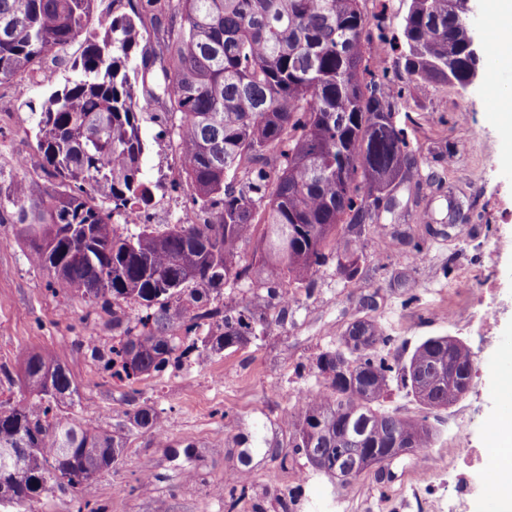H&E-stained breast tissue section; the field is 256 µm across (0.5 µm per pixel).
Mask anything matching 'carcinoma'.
I'll use <instances>...</instances> for the list:
<instances>
[{
  "label": "carcinoma",
  "mask_w": 512,
  "mask_h": 512,
  "mask_svg": "<svg viewBox=\"0 0 512 512\" xmlns=\"http://www.w3.org/2000/svg\"><path fill=\"white\" fill-rule=\"evenodd\" d=\"M127 8L91 24L96 0H0V82L25 96L52 50L79 40L74 77L54 90L36 134L49 186L21 178L0 202V224L18 225L30 262L49 285L112 315V344L98 359L108 381L136 394L142 376L181 369L204 354L244 346L285 314L282 298L310 290L342 252L338 271L354 278L361 237L384 202L423 175L407 130L397 124L388 68L377 75L368 29L375 25L408 85L467 86L470 29L455 0H112ZM145 112L171 117L185 167L180 175L205 222L182 218L160 232L150 224L126 235L130 210L148 209L143 178ZM257 240L265 277L242 248ZM255 293L208 307L225 284ZM138 306L130 315L126 308ZM392 338L374 320L354 321L316 357L324 388L296 408L288 447L317 472L371 453L381 468L430 447L427 411L467 393L473 356L455 336H430L407 362L389 360ZM424 410L383 408L392 387ZM26 395L0 399V499L33 504L51 488L75 490L90 472L121 456L120 437L82 425L78 388L59 360L25 359ZM135 429H160L141 407Z\"/></svg>",
  "instance_id": "1"
}]
</instances>
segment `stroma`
<instances>
[{"mask_svg":"<svg viewBox=\"0 0 512 512\" xmlns=\"http://www.w3.org/2000/svg\"><path fill=\"white\" fill-rule=\"evenodd\" d=\"M483 78L463 89L439 85L423 92L403 87L397 101L399 119L407 121L421 148L423 173L435 181L423 184L420 204L432 214L430 225L417 223L406 190L380 224L364 234V259L354 279L328 262L315 277L310 293L300 294L267 335L240 348L202 357L188 368L143 378L136 403L120 387L106 382L90 355L77 346L94 339L104 348L112 326L104 312L75 295L52 293L45 272L31 266L13 225L0 224V369L11 380L1 391L20 394L23 363L29 350L58 356L79 386L81 417L123 436L122 456L108 471L77 491L43 493L28 512H411L406 476L412 459H396L389 470L371 468L347 484L315 473L306 458L288 453V420L294 396L324 386L315 358L360 316L359 299L375 295L371 311L389 336L391 356L404 360L421 341L448 335V287L461 268L471 269L474 289L495 287L500 307L497 323L467 337L478 377L477 398L468 426L481 462L464 465L473 484H481L483 467L493 464L489 421L499 410L495 362L502 343L512 342V139L495 120L496 111L512 113V73L497 74L493 58L500 37L487 14H480ZM48 87L30 84L26 100L14 86L0 83V197H11L21 174L33 189L47 180L37 148L38 112ZM140 135L147 145L143 174L154 185L153 226L165 230L193 190L180 180L175 142L156 120L144 119ZM31 160L27 171L13 167L15 155ZM414 230L423 251L413 257L404 247H387L386 235ZM153 407L165 436L151 430H129L136 406ZM453 409L431 412L437 437L429 450L439 462L419 493L430 512H449L453 478L448 473ZM248 472L245 498L231 505V475Z\"/></svg>","mask_w":512,"mask_h":512,"instance_id":"35a3bbf8","label":"stroma"}]
</instances>
